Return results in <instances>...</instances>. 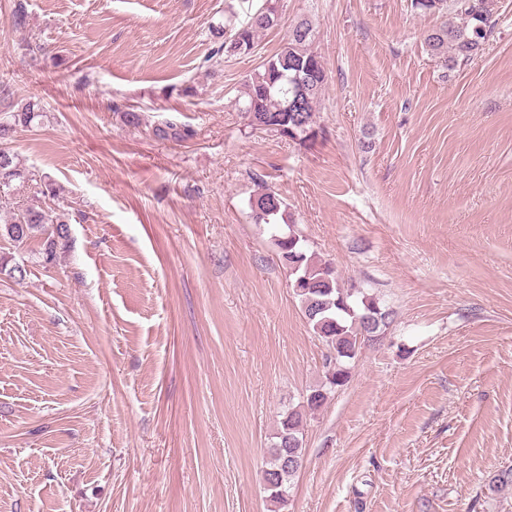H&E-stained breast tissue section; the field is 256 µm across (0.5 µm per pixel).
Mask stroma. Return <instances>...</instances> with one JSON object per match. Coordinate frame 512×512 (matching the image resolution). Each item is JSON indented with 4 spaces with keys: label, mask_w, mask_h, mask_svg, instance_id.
<instances>
[{
    "label": "stroma",
    "mask_w": 512,
    "mask_h": 512,
    "mask_svg": "<svg viewBox=\"0 0 512 512\" xmlns=\"http://www.w3.org/2000/svg\"><path fill=\"white\" fill-rule=\"evenodd\" d=\"M256 3L0 0V90L45 112L6 145L55 180L71 237L47 267L0 240L28 266L0 278V512H512L486 490L512 468V0L451 69L411 0H283L207 70L210 23ZM303 19L329 76L306 145L231 105ZM168 120L193 137L156 139ZM267 187L395 313L307 416L277 508L264 451L324 348L250 217Z\"/></svg>",
    "instance_id": "obj_1"
}]
</instances>
